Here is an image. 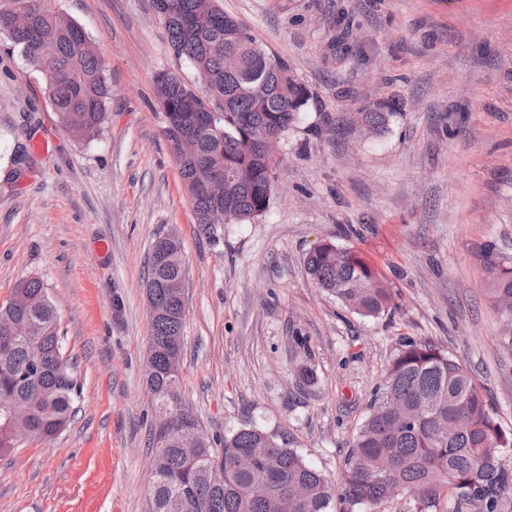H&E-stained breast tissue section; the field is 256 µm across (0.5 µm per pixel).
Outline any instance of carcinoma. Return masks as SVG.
Returning <instances> with one entry per match:
<instances>
[{"mask_svg":"<svg viewBox=\"0 0 512 512\" xmlns=\"http://www.w3.org/2000/svg\"><path fill=\"white\" fill-rule=\"evenodd\" d=\"M174 56L189 63L204 96L178 76H155L164 136L178 166L197 224L214 239L219 210L231 222L253 223L268 210L276 162L265 151L271 134L284 137L312 94L294 68L269 53L218 0H154ZM8 35L44 78L45 94L62 129L78 140L97 136L107 117L110 91L102 58L82 28L53 12L47 0H0V34ZM56 66L42 68L44 52ZM391 112L365 110L366 135L387 129ZM162 258L148 260L146 295L158 315L150 319V386L158 393L150 423L152 450L149 512H374L401 495L413 512H437L452 501L475 512H504L512 501V430H504L469 371L427 342L399 345L377 384L369 413L349 448L339 484L309 464L279 435L250 426L222 439L202 435L188 458L176 433L199 424L178 393L186 303L168 280L186 275L174 232ZM315 285L363 317L394 307L387 283L361 254L323 243L305 256ZM498 305L512 301V266L500 269L493 289ZM24 323L30 333L7 328ZM78 396L65 357L57 312L43 282L20 281L0 305V456L21 438L51 440L67 427ZM168 418L169 439L156 427Z\"/></svg>","mask_w":512,"mask_h":512,"instance_id":"1","label":"carcinoma"}]
</instances>
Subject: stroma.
Returning a JSON list of instances; mask_svg holds the SVG:
<instances>
[{
  "mask_svg": "<svg viewBox=\"0 0 512 512\" xmlns=\"http://www.w3.org/2000/svg\"><path fill=\"white\" fill-rule=\"evenodd\" d=\"M49 5L98 47L111 99L99 136L71 139L0 36V304L43 281L80 387L66 430L0 457V512H148L146 269L166 231L187 268L179 393L210 437L257 426L338 480L404 339L457 358L512 430V318L491 299L512 261V0H221L313 97L268 211L218 242L163 134L155 75H193L153 0ZM379 106L387 130L363 136L354 113ZM325 242L378 269L393 312L364 318L315 287L304 258ZM305 362L318 382L302 391Z\"/></svg>",
  "mask_w": 512,
  "mask_h": 512,
  "instance_id": "1",
  "label": "stroma"
}]
</instances>
